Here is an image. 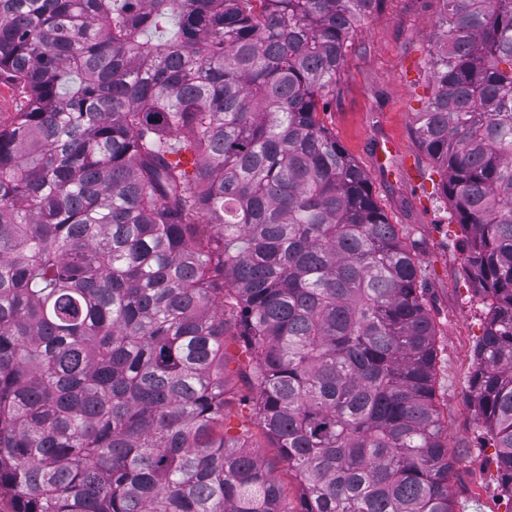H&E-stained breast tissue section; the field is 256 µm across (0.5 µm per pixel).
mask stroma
Instances as JSON below:
<instances>
[{"instance_id":"35a3bbf8","label":"stroma","mask_w":512,"mask_h":512,"mask_svg":"<svg viewBox=\"0 0 512 512\" xmlns=\"http://www.w3.org/2000/svg\"><path fill=\"white\" fill-rule=\"evenodd\" d=\"M442 9V0H385L380 11L365 17L319 118L368 173L376 201L398 225L420 266L439 351L435 390L443 438L455 459L448 484L456 510L512 512L499 480L498 450L468 392L487 305L464 268L467 234L441 193L445 173L431 163L412 130L415 113L432 93L428 47ZM384 139L395 141L397 151L380 163L375 146ZM251 452L274 467L285 508L297 512L299 488L279 449L258 434Z\"/></svg>"}]
</instances>
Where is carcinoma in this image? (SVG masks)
Here are the masks:
<instances>
[{
    "instance_id": "1",
    "label": "carcinoma",
    "mask_w": 512,
    "mask_h": 512,
    "mask_svg": "<svg viewBox=\"0 0 512 512\" xmlns=\"http://www.w3.org/2000/svg\"><path fill=\"white\" fill-rule=\"evenodd\" d=\"M443 2L414 135L487 298L469 391L512 496V0ZM382 3L0 0L17 512H285L250 428L217 432L231 329L298 512H456L421 270L318 119ZM21 98L13 86L4 79L0 80V125H9L15 112H19Z\"/></svg>"
}]
</instances>
